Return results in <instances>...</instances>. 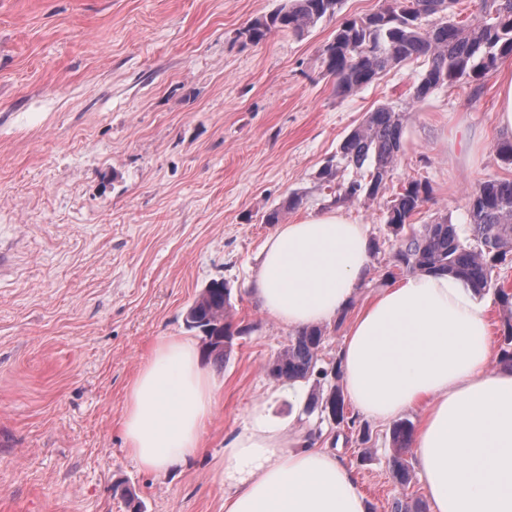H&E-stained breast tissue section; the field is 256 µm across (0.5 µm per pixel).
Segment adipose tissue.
Listing matches in <instances>:
<instances>
[{
    "label": "adipose tissue",
    "mask_w": 512,
    "mask_h": 512,
    "mask_svg": "<svg viewBox=\"0 0 512 512\" xmlns=\"http://www.w3.org/2000/svg\"><path fill=\"white\" fill-rule=\"evenodd\" d=\"M370 266L364 225L342 211L279 225L252 293L289 330L336 322ZM490 302L445 273L408 275L369 298L338 349L344 391L387 424L419 412L412 437L430 512H512V369L494 365ZM218 386L194 343L161 337L126 399L123 432L137 465L163 473L201 451ZM224 512H368L344 460L270 419L245 413L224 445Z\"/></svg>",
    "instance_id": "obj_1"
}]
</instances>
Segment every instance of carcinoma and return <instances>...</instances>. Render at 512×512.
<instances>
[{"instance_id":"1","label":"carcinoma","mask_w":512,"mask_h":512,"mask_svg":"<svg viewBox=\"0 0 512 512\" xmlns=\"http://www.w3.org/2000/svg\"><path fill=\"white\" fill-rule=\"evenodd\" d=\"M460 0H381L379 8L365 16L343 21L332 40L320 51L325 75L332 78L338 97L356 94L381 74L408 61H419L423 69L414 86L413 99L420 102L431 92L464 82L479 91L481 81L499 63L512 57V0H479L480 18L458 19ZM343 0H282L270 13L254 19L239 36L258 44L273 31L302 36L320 20L332 17ZM404 114L383 104L366 114L347 134L318 177L333 194L332 203L348 204L364 197L383 196L402 148ZM370 162L367 177L343 180L342 167L360 168ZM432 193L428 182L412 179L385 201L386 224L400 233ZM301 197L293 195L269 214L265 222L277 224L282 212L294 209ZM470 235L460 236L448 216H440L418 231L397 239L395 267L405 272H444L463 280L477 292L494 291L500 303L512 308V291L497 285L494 268L512 254V178L489 179L469 196ZM231 288L221 284L201 291L187 310L190 329L211 327L208 351L222 362L232 350L233 340L249 326L229 321ZM323 330L312 327L297 333L279 356L278 374L291 381H320L328 369L317 367ZM413 426L398 420L392 427L395 455L393 472L400 483L410 478L402 454L408 449Z\"/></svg>"}]
</instances>
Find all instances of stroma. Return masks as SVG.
Segmentation results:
<instances>
[{"instance_id": "stroma-1", "label": "stroma", "mask_w": 512, "mask_h": 512, "mask_svg": "<svg viewBox=\"0 0 512 512\" xmlns=\"http://www.w3.org/2000/svg\"><path fill=\"white\" fill-rule=\"evenodd\" d=\"M280 0H0V512H224V439L263 399L266 364L291 333L248 293L274 233L267 214L290 194L285 223L331 208L318 179L367 112L406 114L391 189L428 181L412 218L448 215L468 235V195L512 177L492 135L498 87L412 99L407 63L337 97L319 55L341 10L297 37L240 35ZM486 138L473 161L461 130ZM366 225L372 261L358 299L394 281L396 237L382 200L344 205ZM231 290L237 337L203 449L165 473L140 469L121 421L128 387L162 336L203 344L186 310L212 280ZM345 460L374 512L425 501L418 478L393 476L391 427L305 415L290 396L269 406Z\"/></svg>"}]
</instances>
